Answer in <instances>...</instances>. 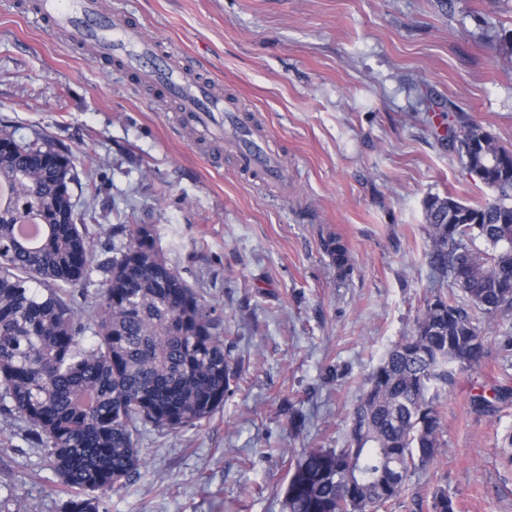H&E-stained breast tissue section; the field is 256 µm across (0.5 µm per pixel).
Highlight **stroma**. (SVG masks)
<instances>
[{"instance_id":"obj_1","label":"stroma","mask_w":512,"mask_h":512,"mask_svg":"<svg viewBox=\"0 0 512 512\" xmlns=\"http://www.w3.org/2000/svg\"><path fill=\"white\" fill-rule=\"evenodd\" d=\"M0 0V127L68 148L94 193L96 246L153 224L224 322L238 367L200 425L144 431L138 476L106 512H285L288 454L340 448L347 414L440 284L424 203L493 192L438 139L465 113L512 149V0H104L209 79L264 134L272 182L194 129L156 90ZM340 236L338 278L321 241ZM512 313L442 403V446L411 494L512 512ZM43 448L0 415V512H61Z\"/></svg>"}]
</instances>
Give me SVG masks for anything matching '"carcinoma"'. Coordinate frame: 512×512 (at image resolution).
Here are the masks:
<instances>
[{
	"label": "carcinoma",
	"mask_w": 512,
	"mask_h": 512,
	"mask_svg": "<svg viewBox=\"0 0 512 512\" xmlns=\"http://www.w3.org/2000/svg\"><path fill=\"white\" fill-rule=\"evenodd\" d=\"M0 143V183L10 187L0 197V414L46 449L67 496L61 512H100L103 496L142 468V431L209 419L238 368L215 308L168 262L155 225L116 224L112 246L97 250L72 192V153L7 130ZM448 145L470 173L492 156L505 160L484 177L493 198L425 202L428 264L470 306L442 291L426 299L412 334L368 375L347 447L304 448L289 460L286 512H380L401 502L440 448L445 394L484 356L480 323L512 310V149L472 121ZM27 221L40 226L35 246L18 234ZM324 246L347 274L341 238ZM97 271L99 299L85 317L77 298ZM431 509L456 505L437 488Z\"/></svg>",
	"instance_id": "carcinoma-1"
}]
</instances>
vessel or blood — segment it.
Masks as SVG:
<instances>
[{
    "mask_svg": "<svg viewBox=\"0 0 512 512\" xmlns=\"http://www.w3.org/2000/svg\"><path fill=\"white\" fill-rule=\"evenodd\" d=\"M35 5L51 28L71 43L95 44L101 56L120 61L124 70L176 103L212 140L237 146L243 167L262 169L272 181L283 178L277 160L266 152L245 114L226 109L213 84L148 38L141 26L110 15L102 0H35Z\"/></svg>",
    "mask_w": 512,
    "mask_h": 512,
    "instance_id": "b4317fda",
    "label": "vessel or blood"
}]
</instances>
